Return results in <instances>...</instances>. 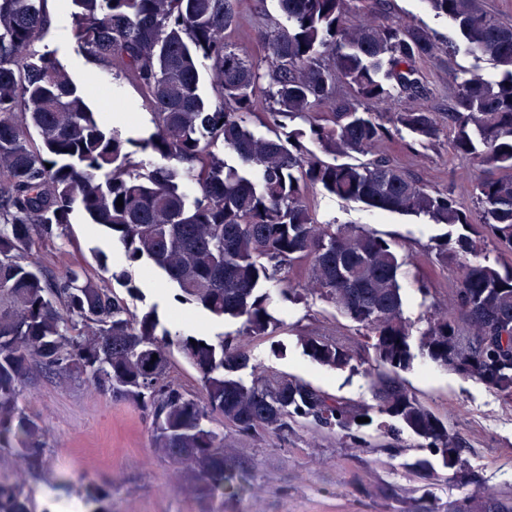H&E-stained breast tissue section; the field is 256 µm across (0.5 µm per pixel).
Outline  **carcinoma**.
<instances>
[{
    "label": "carcinoma",
    "instance_id": "cac0c4a2",
    "mask_svg": "<svg viewBox=\"0 0 512 512\" xmlns=\"http://www.w3.org/2000/svg\"><path fill=\"white\" fill-rule=\"evenodd\" d=\"M44 2L0 0V447L14 449L31 473L42 465L45 428L18 407L33 362L140 406L154 448L202 498L222 500L247 486L232 465L236 448L207 425L214 414L242 438L303 422L366 443L369 423L357 419L370 416L368 407L265 370L247 384L232 373L250 356L224 337L191 344L156 311L131 312L81 265L61 278L45 275L32 244L54 242L78 209L123 245L129 262L158 268L175 299L241 320L246 336L269 334L264 285L304 263L307 287L369 330L378 361L371 386L389 418L383 436L397 440L406 429L462 471L459 433L397 378L415 354L392 243L360 226L317 223L304 189L463 230L456 250L444 243L434 253L460 272L448 295L457 316L429 322L418 349L512 401V269L481 257L489 241L512 250V24L477 0H422L455 24L468 52L497 69L492 81L462 79L448 109L455 152L486 172L466 208L386 158L357 161L390 135L367 106L392 93L416 102L395 114V128L421 142L439 137L418 63L436 59L440 47L421 27L351 25L346 0H278L286 24L257 33L269 53L263 71L227 40L240 0H64L82 52L133 82L150 106L153 131L135 139L108 129L70 73L38 47L49 23ZM201 59L211 63L213 103L199 94ZM340 83L353 98L336 99ZM258 96L273 121L298 119L306 129L284 138L251 132ZM326 103L334 111H319ZM305 136L330 160L310 152ZM137 148L166 164L140 171ZM226 151L259 179L227 164ZM183 181L195 185L194 196L180 189ZM172 344L200 374L202 396L169 380ZM301 345L320 366L343 369L353 359L320 335ZM110 497L90 485L84 502L107 512ZM0 512H32L21 486L0 481ZM478 512H512V499L484 500Z\"/></svg>",
    "mask_w": 512,
    "mask_h": 512
}]
</instances>
